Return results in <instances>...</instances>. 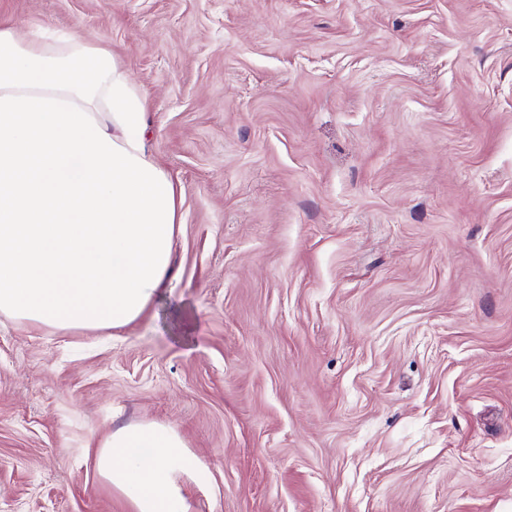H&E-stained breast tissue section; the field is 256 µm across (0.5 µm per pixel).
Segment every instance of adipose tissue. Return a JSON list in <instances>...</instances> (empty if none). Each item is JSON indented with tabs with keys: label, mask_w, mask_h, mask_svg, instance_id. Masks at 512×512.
I'll return each mask as SVG.
<instances>
[{
	"label": "adipose tissue",
	"mask_w": 512,
	"mask_h": 512,
	"mask_svg": "<svg viewBox=\"0 0 512 512\" xmlns=\"http://www.w3.org/2000/svg\"><path fill=\"white\" fill-rule=\"evenodd\" d=\"M182 190L156 158L142 92L100 44L0 24V313L104 335L167 288ZM133 512H190L207 464L173 427L136 423L98 447Z\"/></svg>",
	"instance_id": "1"
}]
</instances>
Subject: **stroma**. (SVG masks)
Here are the masks:
<instances>
[{
  "mask_svg": "<svg viewBox=\"0 0 512 512\" xmlns=\"http://www.w3.org/2000/svg\"><path fill=\"white\" fill-rule=\"evenodd\" d=\"M105 45L183 188L175 279L99 336L0 315V512H512V0H0ZM138 448H150L149 456ZM94 467L133 512H190L180 482L187 478L203 484L209 472L176 429L156 423L130 424L112 432L98 446Z\"/></svg>",
  "mask_w": 512,
  "mask_h": 512,
  "instance_id": "obj_1",
  "label": "stroma"
}]
</instances>
